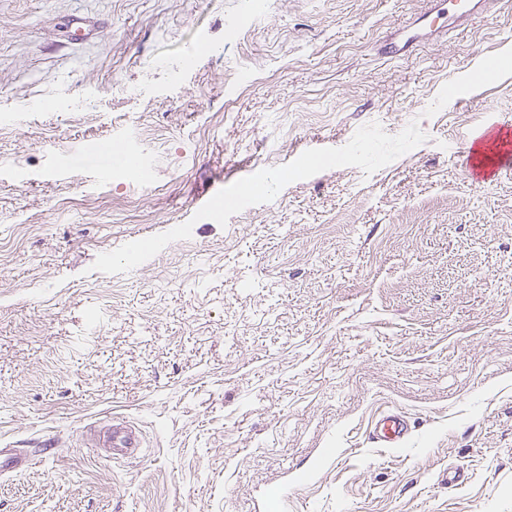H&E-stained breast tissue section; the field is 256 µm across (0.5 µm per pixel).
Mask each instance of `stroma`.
<instances>
[{"instance_id":"obj_1","label":"stroma","mask_w":512,"mask_h":512,"mask_svg":"<svg viewBox=\"0 0 512 512\" xmlns=\"http://www.w3.org/2000/svg\"><path fill=\"white\" fill-rule=\"evenodd\" d=\"M246 6L0 0V445L31 461L0 512H512V171L464 148L512 122V0L397 60L428 0H262L228 38ZM113 416L124 460L80 440ZM410 434L406 416L389 412L378 418L373 427V437L386 448H397L404 444ZM101 429H105L103 441L112 448V455H132L136 448H144L138 429L123 418L113 417L112 423L103 422Z\"/></svg>"}]
</instances>
